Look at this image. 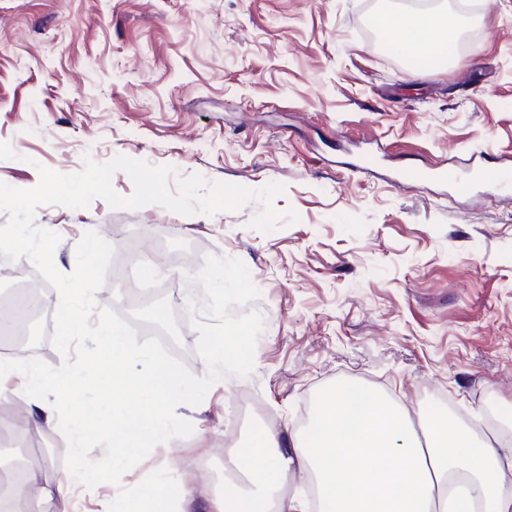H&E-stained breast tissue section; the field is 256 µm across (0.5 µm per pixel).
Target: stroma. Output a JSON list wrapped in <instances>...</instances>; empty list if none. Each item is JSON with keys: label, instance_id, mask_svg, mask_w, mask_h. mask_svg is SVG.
I'll return each instance as SVG.
<instances>
[{"label": "stroma", "instance_id": "obj_1", "mask_svg": "<svg viewBox=\"0 0 512 512\" xmlns=\"http://www.w3.org/2000/svg\"><path fill=\"white\" fill-rule=\"evenodd\" d=\"M469 3L455 20L474 41L416 76L377 38L375 17L397 0H0V142L17 153L0 160L1 182L31 189L40 167L124 155L180 177L280 183L275 210L298 216L264 233L249 226L254 203L212 216L101 199L37 209L61 237L60 272L91 229L155 262L178 322L169 351L195 375L207 366L184 308L209 319L205 259H240L261 292L252 374L178 406L193 434L155 446L120 485L81 491L82 512L161 468L207 512L230 448L267 429L308 436L301 411L338 383L426 419L454 403L456 427L512 436V191L463 197L404 177L472 157L512 167V0ZM246 397L267 420L241 418ZM0 418L25 429L0 456L31 448L48 481L67 475L58 425L30 426L22 398Z\"/></svg>", "mask_w": 512, "mask_h": 512}]
</instances>
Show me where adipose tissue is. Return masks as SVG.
Wrapping results in <instances>:
<instances>
[{
  "label": "adipose tissue",
  "instance_id": "ef3b65f1",
  "mask_svg": "<svg viewBox=\"0 0 512 512\" xmlns=\"http://www.w3.org/2000/svg\"><path fill=\"white\" fill-rule=\"evenodd\" d=\"M376 23L398 49H419V72L459 32L444 11H388ZM102 360L111 362L114 380L144 397L113 424L110 447L130 457L147 442L169 436L166 414L181 392L175 373L154 358L147 367L133 365L125 337L109 323L94 331L86 373H96ZM78 382L66 369L50 380L21 360H0V398L28 395L30 417L38 426L55 419L48 388L70 391ZM312 429L308 447L267 430L253 454H232L225 467L244 480L225 485L216 512H311L301 495L281 491L282 478L293 471L315 475L321 512H512V444L498 436L473 438L443 417L418 430L409 413L383 393L364 386L354 397L343 385L325 393ZM97 478L95 469L86 468L51 483L33 470L15 492L23 497L37 489L40 501L47 503Z\"/></svg>",
  "mask_w": 512,
  "mask_h": 512
}]
</instances>
